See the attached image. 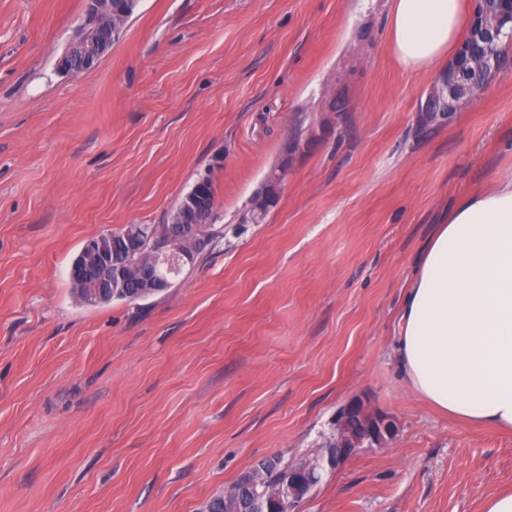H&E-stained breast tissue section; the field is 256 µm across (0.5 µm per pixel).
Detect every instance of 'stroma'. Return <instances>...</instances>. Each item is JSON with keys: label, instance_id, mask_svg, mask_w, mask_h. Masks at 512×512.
<instances>
[{"label": "stroma", "instance_id": "stroma-1", "mask_svg": "<svg viewBox=\"0 0 512 512\" xmlns=\"http://www.w3.org/2000/svg\"><path fill=\"white\" fill-rule=\"evenodd\" d=\"M84 8L0 0V512H202L324 446L357 398L394 438L297 512H483L512 490V431L437 410L394 356L437 224L512 175V69L422 129L435 74L389 55L390 0H141L65 76ZM333 93L347 119L322 131ZM293 139L278 204L240 223ZM204 174L218 246L162 295L82 302L83 243L167 223Z\"/></svg>", "mask_w": 512, "mask_h": 512}]
</instances>
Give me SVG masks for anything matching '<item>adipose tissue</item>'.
I'll return each instance as SVG.
<instances>
[{
  "mask_svg": "<svg viewBox=\"0 0 512 512\" xmlns=\"http://www.w3.org/2000/svg\"><path fill=\"white\" fill-rule=\"evenodd\" d=\"M471 0H392L387 48L413 72L454 58ZM395 357L437 409L512 428V176L461 198L427 242L401 302Z\"/></svg>",
  "mask_w": 512,
  "mask_h": 512,
  "instance_id": "obj_1",
  "label": "adipose tissue"
}]
</instances>
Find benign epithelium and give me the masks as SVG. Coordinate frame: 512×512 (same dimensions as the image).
Wrapping results in <instances>:
<instances>
[{
  "label": "benign epithelium",
  "mask_w": 512,
  "mask_h": 512,
  "mask_svg": "<svg viewBox=\"0 0 512 512\" xmlns=\"http://www.w3.org/2000/svg\"><path fill=\"white\" fill-rule=\"evenodd\" d=\"M501 0H476L471 25V39L479 44L498 40L502 29L512 22V15L503 14ZM140 0H86V9L79 24L74 28L67 47L58 58L57 71L74 75L93 69L108 54L114 41L120 36L124 20L136 11ZM471 55L460 56L440 72L420 102L418 120L425 126H444L465 102L482 92L469 71ZM344 102L332 101L323 115L322 127L330 128L344 120ZM299 149L298 143L290 142L282 151L272 171L267 173L260 187L250 199L253 211L261 216L282 191L284 176L293 167ZM209 175H204L186 193L171 216L175 234L170 249L179 253L183 262L192 260V241L203 231L202 217L209 211L207 186ZM70 273L87 282L90 298H104L114 288L124 287L133 270L108 256L96 247L95 239L86 240L82 258L72 264ZM352 412L359 413L362 429L356 436L346 431V419ZM333 447L313 461L308 467L288 473V486L282 497L288 499V512H294L296 504L305 495L316 471L334 470L364 448L381 446L394 436L392 419L371 410L361 400H353L340 410L335 422ZM280 497V498H282ZM275 498V501H280Z\"/></svg>",
  "instance_id": "benign-epithelium-1"
}]
</instances>
